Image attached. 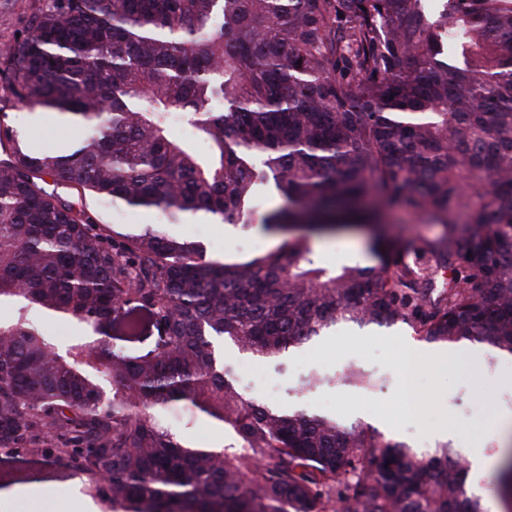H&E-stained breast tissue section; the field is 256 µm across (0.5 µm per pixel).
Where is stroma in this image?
Listing matches in <instances>:
<instances>
[{"instance_id": "stroma-1", "label": "stroma", "mask_w": 512, "mask_h": 512, "mask_svg": "<svg viewBox=\"0 0 512 512\" xmlns=\"http://www.w3.org/2000/svg\"><path fill=\"white\" fill-rule=\"evenodd\" d=\"M20 109V104L0 89V123L21 130L31 143L51 150L62 140H74L81 134L79 128L58 126L47 117L22 125ZM76 204L100 224L131 226L165 221L162 214L145 213L92 194L77 198ZM171 230L203 241L211 257L247 258L249 251L242 246L246 239L259 241L267 251L283 241L282 236L264 232L256 221L246 228H233L191 216L184 223L172 225ZM381 231L405 243L435 238L440 228L423 223L416 215L397 211L389 215ZM367 237V230L351 229L313 239L311 246L327 266H366L370 263ZM431 349V344L402 323L375 330L350 325L289 350L277 362L260 360L230 347L225 348L224 358L235 369L237 379L244 381L241 393L246 398L357 423L417 450L433 449L441 443L452 448H480L491 462H498L502 451L512 448V425L502 420L503 414L512 413V359L480 344L477 357L457 354L445 363L422 366L412 379L415 405L406 408L402 387L406 357ZM350 363L363 371L377 366L385 377L369 390L338 384L309 388L299 378L303 368L333 376ZM162 423L194 443L211 447L224 443L222 423L191 414L180 403L167 406ZM27 490L54 494V512H71L70 501L74 498L88 502L89 512H109L91 493L87 478L77 475L66 462L49 465L29 456L0 458V491L13 495L0 512H30L29 501L23 496Z\"/></svg>"}]
</instances>
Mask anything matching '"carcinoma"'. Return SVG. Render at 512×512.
Returning <instances> with one entry per match:
<instances>
[{"instance_id":"carcinoma-1","label":"carcinoma","mask_w":512,"mask_h":512,"mask_svg":"<svg viewBox=\"0 0 512 512\" xmlns=\"http://www.w3.org/2000/svg\"><path fill=\"white\" fill-rule=\"evenodd\" d=\"M35 0L0 50L8 94L85 135L40 151L0 124V453L64 460L110 512H487L448 445L242 397L223 344L267 361L340 325L512 355V0ZM184 119L208 145L168 135ZM260 217L286 238L211 258L160 224L96 223L58 189ZM374 233L375 264L323 265L310 237ZM79 328L61 349L37 322ZM150 348L129 354L112 332ZM345 381L373 378L349 365ZM182 403L231 442L155 413ZM512 512V463L496 477ZM380 230L389 238L406 243L433 239L439 234L440 227L436 224H424L423 220L416 215L397 211L389 215L387 224H382ZM162 423L172 432L194 443L211 447L224 445L225 431L222 423L211 420L205 415H191L188 408L181 403L167 406L162 415Z\"/></svg>"}]
</instances>
